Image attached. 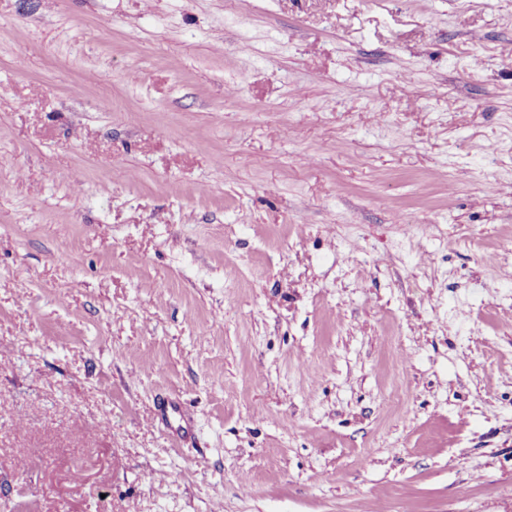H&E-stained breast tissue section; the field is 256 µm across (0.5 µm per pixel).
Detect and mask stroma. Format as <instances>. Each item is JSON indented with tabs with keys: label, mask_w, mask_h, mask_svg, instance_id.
<instances>
[{
	"label": "stroma",
	"mask_w": 512,
	"mask_h": 512,
	"mask_svg": "<svg viewBox=\"0 0 512 512\" xmlns=\"http://www.w3.org/2000/svg\"><path fill=\"white\" fill-rule=\"evenodd\" d=\"M512 512V0H0V512Z\"/></svg>",
	"instance_id": "35a3bbf8"
}]
</instances>
